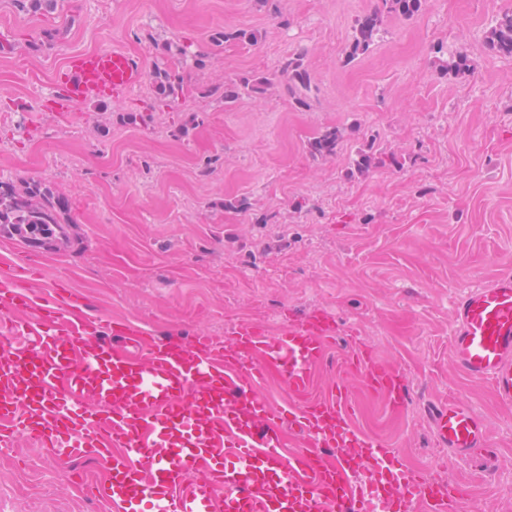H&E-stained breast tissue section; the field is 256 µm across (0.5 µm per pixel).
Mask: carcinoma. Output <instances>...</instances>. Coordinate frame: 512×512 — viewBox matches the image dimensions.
Returning a JSON list of instances; mask_svg holds the SVG:
<instances>
[{"label": "carcinoma", "instance_id": "1", "mask_svg": "<svg viewBox=\"0 0 512 512\" xmlns=\"http://www.w3.org/2000/svg\"><path fill=\"white\" fill-rule=\"evenodd\" d=\"M382 7L383 10L364 17L358 23L349 46L348 59L354 60L368 52L379 35L382 13L412 17L421 10L422 0H382ZM257 38V32L249 29H231L212 35L214 41L254 43ZM486 39L490 50L512 57V12H505L495 19L486 32ZM279 71L294 83L305 84L306 75L301 70L299 59L284 58ZM153 80L161 100L173 101L182 93L183 77L166 61L155 69ZM268 83L269 78L265 76H253L224 88L222 97L227 100L242 94H260ZM339 138L336 131L326 132L313 139L311 149L321 155H331L336 151ZM68 216V203L54 195L44 183L31 181L18 186L13 182H0V233L9 228L24 241L61 239L66 235Z\"/></svg>", "mask_w": 512, "mask_h": 512}]
</instances>
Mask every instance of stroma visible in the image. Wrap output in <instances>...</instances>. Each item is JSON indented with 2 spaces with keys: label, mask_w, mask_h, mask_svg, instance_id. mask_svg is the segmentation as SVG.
<instances>
[{
  "label": "stroma",
  "mask_w": 512,
  "mask_h": 512,
  "mask_svg": "<svg viewBox=\"0 0 512 512\" xmlns=\"http://www.w3.org/2000/svg\"><path fill=\"white\" fill-rule=\"evenodd\" d=\"M380 0H56L41 13L0 0V175L39 180L68 199L60 249L20 240L43 283L67 281L94 316L131 315L162 336L228 321L278 326L320 305L343 332L411 380L407 414L363 398L362 427L404 460L461 483L475 505L512 512V406L454 364L453 303L512 272V57L485 42L512 0H423L384 16L369 52L347 61L357 20ZM256 30L254 43L213 32ZM203 64L161 102L149 79L167 45ZM123 48L145 79L125 98L42 114L74 51ZM471 67L454 72L448 56ZM301 58L306 105L278 72ZM269 77L226 102L225 87ZM340 133L334 154L309 141ZM372 149L382 166L358 168ZM457 396L482 416L486 449L462 458L436 441L430 408ZM36 443L0 454V512H100Z\"/></svg>",
  "instance_id": "35a3bbf8"
}]
</instances>
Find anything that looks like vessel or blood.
I'll return each instance as SVG.
<instances>
[{
	"label": "vessel or blood",
	"mask_w": 512,
	"mask_h": 512,
	"mask_svg": "<svg viewBox=\"0 0 512 512\" xmlns=\"http://www.w3.org/2000/svg\"><path fill=\"white\" fill-rule=\"evenodd\" d=\"M142 76L117 48L70 53L48 109L119 97ZM36 281L0 251V448L29 439L62 460L96 461L105 481L70 483L106 512H465L466 488L435 482L359 427L360 393L397 417L409 380L359 336L337 349L341 326L325 307L288 314L276 331L242 319L223 338L162 337L133 317L92 316L67 282ZM454 315L455 363L512 404V273L470 289ZM331 356L336 377L323 385ZM431 421L459 456L486 446L484 422L457 397Z\"/></svg>",
	"instance_id": "obj_1"
}]
</instances>
